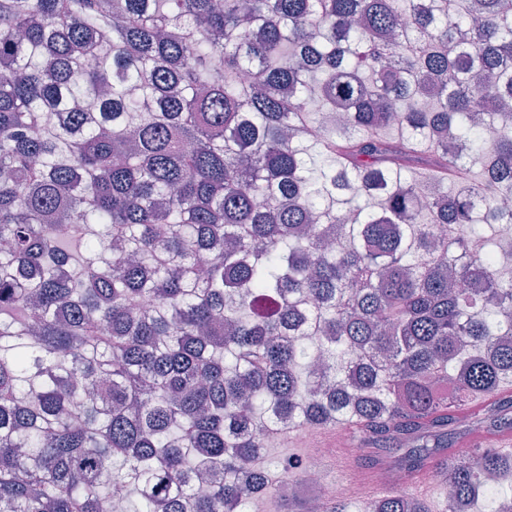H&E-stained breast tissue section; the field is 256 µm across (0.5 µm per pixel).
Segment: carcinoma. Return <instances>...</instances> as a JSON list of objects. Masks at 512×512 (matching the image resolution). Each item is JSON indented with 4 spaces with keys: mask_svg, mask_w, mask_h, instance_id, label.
<instances>
[{
    "mask_svg": "<svg viewBox=\"0 0 512 512\" xmlns=\"http://www.w3.org/2000/svg\"><path fill=\"white\" fill-rule=\"evenodd\" d=\"M508 199L512 0H0V512H247L339 424L512 512L454 448L512 430Z\"/></svg>",
    "mask_w": 512,
    "mask_h": 512,
    "instance_id": "1",
    "label": "carcinoma"
}]
</instances>
